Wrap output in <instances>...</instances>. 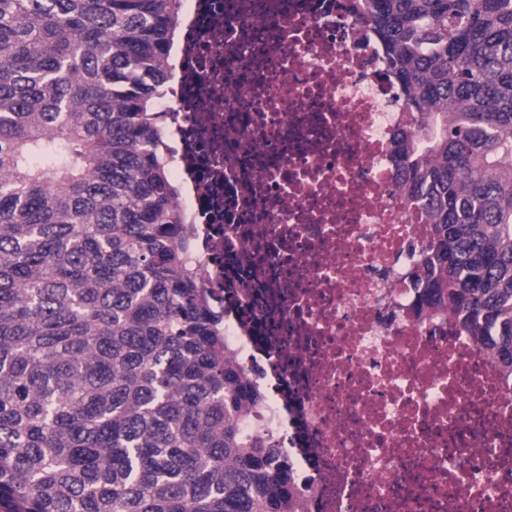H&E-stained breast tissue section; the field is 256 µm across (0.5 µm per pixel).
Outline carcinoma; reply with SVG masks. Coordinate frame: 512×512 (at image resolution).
Listing matches in <instances>:
<instances>
[{"label": "carcinoma", "mask_w": 512, "mask_h": 512, "mask_svg": "<svg viewBox=\"0 0 512 512\" xmlns=\"http://www.w3.org/2000/svg\"><path fill=\"white\" fill-rule=\"evenodd\" d=\"M181 0H0V512H297L185 260L159 99ZM450 308L512 384V0H352Z\"/></svg>", "instance_id": "1"}]
</instances>
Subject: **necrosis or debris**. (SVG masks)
I'll return each mask as SVG.
<instances>
[{
	"label": "necrosis or debris",
	"instance_id": "obj_1",
	"mask_svg": "<svg viewBox=\"0 0 512 512\" xmlns=\"http://www.w3.org/2000/svg\"><path fill=\"white\" fill-rule=\"evenodd\" d=\"M158 110L188 262L264 399L302 512H512V391L416 314L430 227L403 198V90L344 0H184Z\"/></svg>",
	"mask_w": 512,
	"mask_h": 512
}]
</instances>
